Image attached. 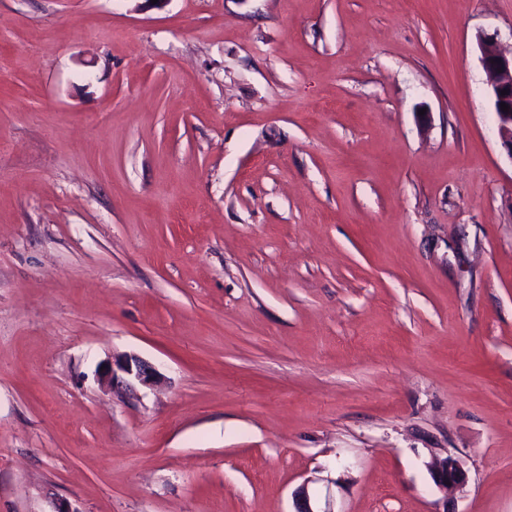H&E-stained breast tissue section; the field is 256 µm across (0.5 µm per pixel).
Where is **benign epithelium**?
<instances>
[{
    "label": "benign epithelium",
    "instance_id": "benign-epithelium-1",
    "mask_svg": "<svg viewBox=\"0 0 512 512\" xmlns=\"http://www.w3.org/2000/svg\"><path fill=\"white\" fill-rule=\"evenodd\" d=\"M480 62L485 76L496 117L497 130L507 155L512 159V51L500 48L496 34L482 33L477 38ZM507 94H501V91ZM508 105V111L501 110V104ZM159 373L150 363L136 357L125 356L105 364L99 381L112 389L119 383L134 380L142 385L157 382ZM433 483L442 489L461 487L466 482V472L455 459H435L427 466ZM294 512H316L311 504L307 485L300 486L294 492Z\"/></svg>",
    "mask_w": 512,
    "mask_h": 512
}]
</instances>
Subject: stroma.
<instances>
[{
	"mask_svg": "<svg viewBox=\"0 0 512 512\" xmlns=\"http://www.w3.org/2000/svg\"><path fill=\"white\" fill-rule=\"evenodd\" d=\"M481 31L512 0H0V512H512ZM158 378L159 373L152 364L136 356H125L108 361L100 373L99 381L113 390L115 384L125 382L130 385V379L142 385H152ZM433 483L442 489L461 487L466 482V472L455 459H435L427 466Z\"/></svg>",
	"mask_w": 512,
	"mask_h": 512,
	"instance_id": "obj_1",
	"label": "stroma"
}]
</instances>
